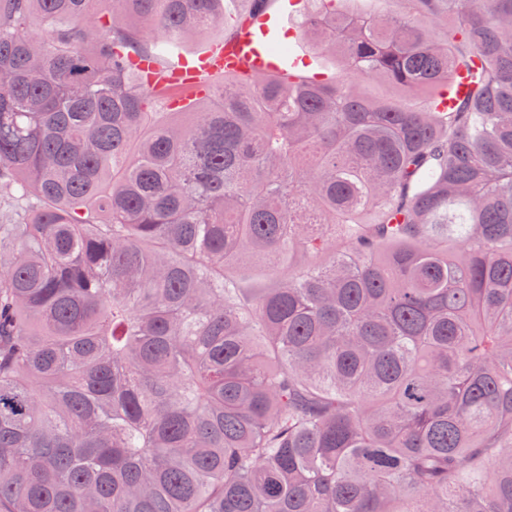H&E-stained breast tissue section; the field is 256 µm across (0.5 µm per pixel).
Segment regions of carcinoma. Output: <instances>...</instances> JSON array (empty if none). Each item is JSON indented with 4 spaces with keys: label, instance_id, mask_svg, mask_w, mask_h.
<instances>
[{
    "label": "carcinoma",
    "instance_id": "cac0c4a2",
    "mask_svg": "<svg viewBox=\"0 0 512 512\" xmlns=\"http://www.w3.org/2000/svg\"><path fill=\"white\" fill-rule=\"evenodd\" d=\"M307 2L153 112L224 0H0V512H512V0ZM307 7V2L298 0H273L268 4L267 14L276 18L279 24L277 41L287 51V61L282 68L287 73L304 77L319 75L331 81L341 70L340 58L321 51L313 41L301 38L298 33V23ZM267 14L246 22L236 41L229 46L218 44H224V39L233 34L230 21L209 35L184 39L180 47L183 57H200L211 51L192 65L185 63V68L177 75L203 83L207 76L224 71L273 68L275 61L283 56L271 51L272 43L268 39L270 16ZM401 5L394 0H357L341 2L340 10L355 9L367 14L392 15L399 11ZM358 92L374 100H397L409 105H420L422 94L409 95L395 84L373 77L360 82Z\"/></svg>",
    "mask_w": 512,
    "mask_h": 512
}]
</instances>
